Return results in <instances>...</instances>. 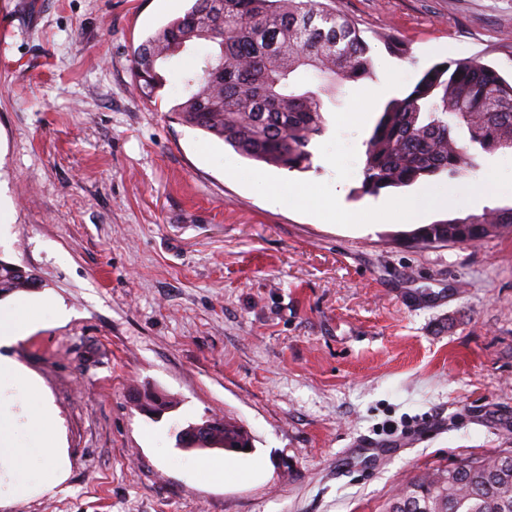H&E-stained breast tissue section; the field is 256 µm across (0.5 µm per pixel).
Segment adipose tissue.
<instances>
[{
	"label": "adipose tissue",
	"instance_id": "1",
	"mask_svg": "<svg viewBox=\"0 0 512 512\" xmlns=\"http://www.w3.org/2000/svg\"><path fill=\"white\" fill-rule=\"evenodd\" d=\"M41 313V307L30 302L1 306L0 347L22 339ZM51 417L52 409L39 394L36 381L18 363L0 356V447L7 451L0 482H6L17 495H28L63 479V465H56L45 476L27 453L30 443L42 437Z\"/></svg>",
	"mask_w": 512,
	"mask_h": 512
}]
</instances>
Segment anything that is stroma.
I'll return each mask as SVG.
<instances>
[{"instance_id":"obj_1","label":"stroma","mask_w":512,"mask_h":512,"mask_svg":"<svg viewBox=\"0 0 512 512\" xmlns=\"http://www.w3.org/2000/svg\"><path fill=\"white\" fill-rule=\"evenodd\" d=\"M191 0H0V260L35 274L0 296L50 298L5 353L39 383L62 483L0 512H382L412 474L512 448V230L424 245L425 224L512 206V152L470 177L361 194L365 142L391 81L478 59L512 75V0H336L374 75L326 104L312 166L248 160L183 124L181 70L135 90V47ZM402 43L407 55L390 52ZM362 214L328 215L331 202ZM165 395L149 416L136 392ZM220 415L249 453L186 452L177 433ZM391 456L345 455L421 426ZM232 463L223 480L193 468Z\"/></svg>"}]
</instances>
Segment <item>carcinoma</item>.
<instances>
[{
    "mask_svg": "<svg viewBox=\"0 0 512 512\" xmlns=\"http://www.w3.org/2000/svg\"><path fill=\"white\" fill-rule=\"evenodd\" d=\"M205 41L217 46L203 65L181 77L178 118L224 141L242 156L290 171L312 165L310 145L326 130L323 96L338 81L372 73L353 23L318 0H194L133 52L135 87L152 97L163 85L158 67ZM312 69L323 80L301 89L295 76ZM466 129L468 140L458 129ZM512 149V81L477 60L426 69L403 97L384 105L365 142L360 192L377 195L442 173L463 178L478 168L471 148ZM512 228V207L423 225L411 237L423 244L474 242ZM35 281L0 261V295ZM149 414L170 401L139 393ZM248 432L214 415L180 432L179 447L246 452ZM384 512H512V450L468 458L452 467L411 476Z\"/></svg>",
    "mask_w": 512,
    "mask_h": 512,
    "instance_id": "obj_1",
    "label": "carcinoma"
}]
</instances>
